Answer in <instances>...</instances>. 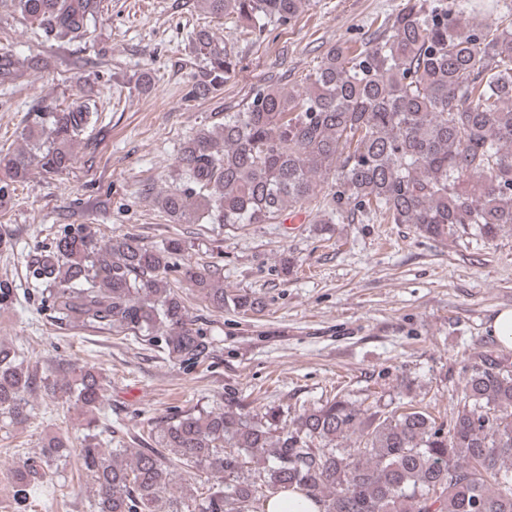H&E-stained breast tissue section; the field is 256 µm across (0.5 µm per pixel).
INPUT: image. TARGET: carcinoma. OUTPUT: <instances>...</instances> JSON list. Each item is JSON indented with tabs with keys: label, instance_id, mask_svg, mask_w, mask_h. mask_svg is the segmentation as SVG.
I'll return each mask as SVG.
<instances>
[{
	"label": "carcinoma",
	"instance_id": "cac0c4a2",
	"mask_svg": "<svg viewBox=\"0 0 512 512\" xmlns=\"http://www.w3.org/2000/svg\"><path fill=\"white\" fill-rule=\"evenodd\" d=\"M103 0H9L13 11L56 39L84 37ZM206 11L260 39L297 18L302 0H201ZM483 10L491 22L475 24ZM512 0H403L383 32L354 49L329 48L305 86L288 94L258 88L246 107L186 140L176 157L179 187L157 202L181 224H275L308 201L317 179L332 176L324 224L346 213L378 214L412 224L429 238L476 224L490 239L512 230ZM204 56L187 98L221 89L237 59L209 31L193 34ZM24 63L0 54V78ZM97 112L81 102L47 107L23 133L26 148L0 149V199L36 166L59 174L72 145ZM176 248H150L134 235L101 243L84 224L55 238L38 256L59 324L163 340L183 361L201 362L210 343L172 286ZM199 294L224 309V285L184 267ZM43 392L78 405L87 433L78 456L89 473L95 512H265L288 489L321 512H512V363L486 348L471 358L448 421L425 409L373 411L342 398L278 426V413L231 408L176 414L159 430L157 448H103L93 433L107 397L101 373L70 369L37 377L0 343V418L27 419L29 397ZM356 437L354 446L344 441ZM62 436L11 471L19 508L71 455ZM214 478L199 496L171 492L172 471Z\"/></svg>",
	"mask_w": 512,
	"mask_h": 512
}]
</instances>
